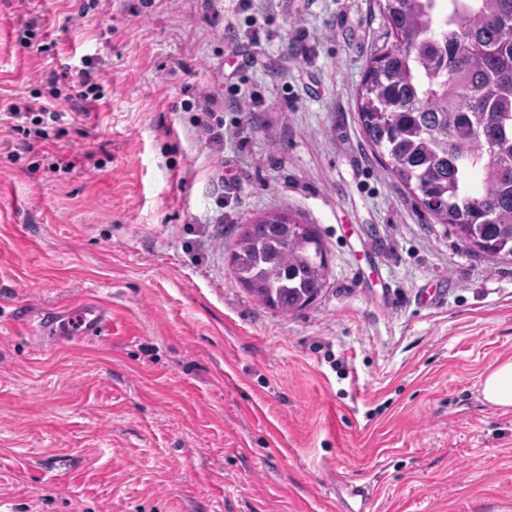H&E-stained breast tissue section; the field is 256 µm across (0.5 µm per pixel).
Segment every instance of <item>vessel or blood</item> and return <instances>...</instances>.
<instances>
[{
    "instance_id": "b4317fda",
    "label": "vessel or blood",
    "mask_w": 512,
    "mask_h": 512,
    "mask_svg": "<svg viewBox=\"0 0 512 512\" xmlns=\"http://www.w3.org/2000/svg\"><path fill=\"white\" fill-rule=\"evenodd\" d=\"M108 326L109 320L102 305L78 300L64 311L42 313L31 330L44 343L52 344L73 332L84 338H100L105 336Z\"/></svg>"
}]
</instances>
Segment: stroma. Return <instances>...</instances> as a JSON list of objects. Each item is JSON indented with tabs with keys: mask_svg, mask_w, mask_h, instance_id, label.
I'll return each instance as SVG.
<instances>
[{
	"mask_svg": "<svg viewBox=\"0 0 512 512\" xmlns=\"http://www.w3.org/2000/svg\"><path fill=\"white\" fill-rule=\"evenodd\" d=\"M392 41L377 0H0V111L61 114L29 150L0 122V512H347L350 486L364 512H512V409L480 385L512 359V261L368 143ZM86 58L98 101L71 97ZM280 206L328 267L290 315L228 265ZM97 297L105 339L30 335Z\"/></svg>",
	"mask_w": 512,
	"mask_h": 512,
	"instance_id": "35a3bbf8",
	"label": "stroma"
}]
</instances>
